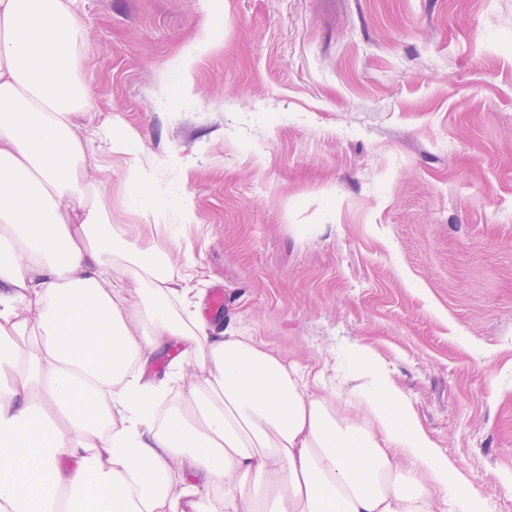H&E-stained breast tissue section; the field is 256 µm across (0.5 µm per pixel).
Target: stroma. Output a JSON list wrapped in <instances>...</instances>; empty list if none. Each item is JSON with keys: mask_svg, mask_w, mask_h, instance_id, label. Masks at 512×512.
<instances>
[{"mask_svg": "<svg viewBox=\"0 0 512 512\" xmlns=\"http://www.w3.org/2000/svg\"><path fill=\"white\" fill-rule=\"evenodd\" d=\"M81 8L94 121L194 205L156 242L193 251L199 316L301 365L367 345L512 512V0ZM205 32L187 94L175 64Z\"/></svg>", "mask_w": 512, "mask_h": 512, "instance_id": "1", "label": "stroma"}]
</instances>
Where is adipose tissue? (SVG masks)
<instances>
[{
	"label": "adipose tissue",
	"mask_w": 512,
	"mask_h": 512,
	"mask_svg": "<svg viewBox=\"0 0 512 512\" xmlns=\"http://www.w3.org/2000/svg\"><path fill=\"white\" fill-rule=\"evenodd\" d=\"M80 2L0 0V512H488L368 346L336 358L346 394L199 319L193 262L173 278L150 241L196 223L191 203L164 201L119 119L83 122ZM112 154L142 226H113L84 178ZM173 347L165 378H146Z\"/></svg>",
	"instance_id": "ef3b65f1"
}]
</instances>
